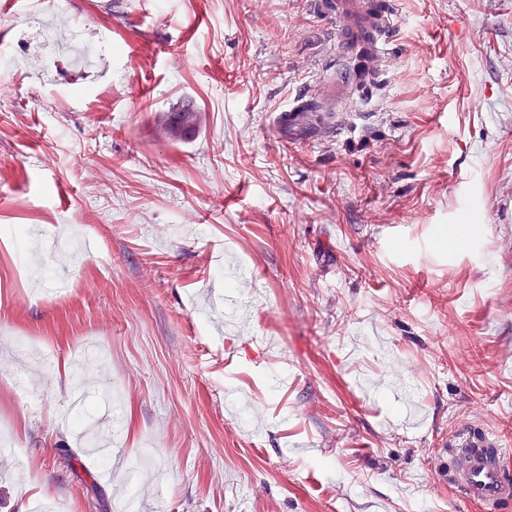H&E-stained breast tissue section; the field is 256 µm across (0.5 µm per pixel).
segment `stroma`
Returning a JSON list of instances; mask_svg holds the SVG:
<instances>
[{"label": "stroma", "mask_w": 512, "mask_h": 512, "mask_svg": "<svg viewBox=\"0 0 512 512\" xmlns=\"http://www.w3.org/2000/svg\"><path fill=\"white\" fill-rule=\"evenodd\" d=\"M389 3L382 71L309 145L269 122L336 67L314 0L0 9V49L35 19L60 51L0 68V512H475L439 464L465 425L512 441V0ZM79 363L120 455L68 418ZM76 35L73 43L83 51L90 62L100 63L105 60L107 54H112V43L104 40L101 36L95 43L88 41L86 26L79 28ZM173 115L177 117L176 121H170L169 116H165L163 120V128L166 133L173 137H182L181 133L187 132L189 129L196 127L201 120L200 112L192 99H183L178 105ZM171 113V114H172Z\"/></svg>", "instance_id": "stroma-1"}]
</instances>
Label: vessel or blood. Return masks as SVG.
I'll use <instances>...</instances> for the list:
<instances>
[{"mask_svg": "<svg viewBox=\"0 0 512 512\" xmlns=\"http://www.w3.org/2000/svg\"><path fill=\"white\" fill-rule=\"evenodd\" d=\"M318 9L332 7L340 23V46H356L366 53L365 65L357 69L344 66L336 80L319 84L315 93L327 99H340L353 79H371L386 54L385 35L392 26L391 14L381 0H316ZM307 97H294L287 108L274 113L273 124L283 137L314 143L332 133V126L314 122ZM456 449L442 467L440 477L456 489L460 497L477 512H505L512 506V450L503 440L480 427L458 431Z\"/></svg>", "mask_w": 512, "mask_h": 512, "instance_id": "1", "label": "vessel or blood"}]
</instances>
